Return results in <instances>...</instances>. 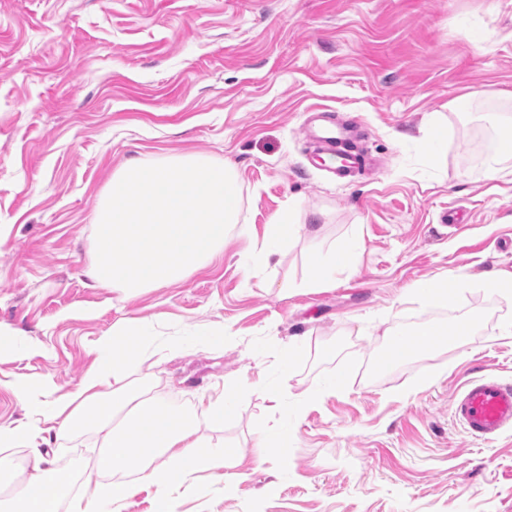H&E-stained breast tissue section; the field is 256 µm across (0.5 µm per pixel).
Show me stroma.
Returning <instances> with one entry per match:
<instances>
[{
  "mask_svg": "<svg viewBox=\"0 0 512 512\" xmlns=\"http://www.w3.org/2000/svg\"><path fill=\"white\" fill-rule=\"evenodd\" d=\"M323 110L360 124L376 167L326 170L302 136ZM486 133L512 134V0H0V426L29 418L14 381L68 395L123 329L116 387L186 411L244 387L197 433L223 467L174 489L172 512H512V427L481 441L454 416L467 381L512 383V292L486 286L512 273V153L486 177ZM179 157L235 176L222 252L165 288L96 286L113 173ZM451 209L464 223H444ZM279 215L301 233L247 275ZM352 239L350 266L308 287L309 255ZM451 272L447 304L419 297ZM469 322L461 341L380 359L400 332ZM142 325L152 344L197 342L154 356ZM333 374L344 386L324 391ZM282 424L287 443L259 448ZM11 454L0 512L39 456L68 481L60 512L112 486L89 424Z\"/></svg>",
  "mask_w": 512,
  "mask_h": 512,
  "instance_id": "1",
  "label": "stroma"
}]
</instances>
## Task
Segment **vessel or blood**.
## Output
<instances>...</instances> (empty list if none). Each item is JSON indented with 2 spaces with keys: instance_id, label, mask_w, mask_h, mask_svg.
I'll use <instances>...</instances> for the list:
<instances>
[{
  "instance_id": "1",
  "label": "vessel or blood",
  "mask_w": 512,
  "mask_h": 512,
  "mask_svg": "<svg viewBox=\"0 0 512 512\" xmlns=\"http://www.w3.org/2000/svg\"><path fill=\"white\" fill-rule=\"evenodd\" d=\"M304 133L318 144L322 153L335 156L338 177H349L368 163L356 145L358 124L355 121L326 120L314 126L308 124ZM455 416L471 437L498 436L505 428L512 427V383L492 375L471 381L456 401Z\"/></svg>"
}]
</instances>
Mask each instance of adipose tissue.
Segmentation results:
<instances>
[{
	"instance_id": "adipose-tissue-1",
	"label": "adipose tissue",
	"mask_w": 512,
	"mask_h": 512,
	"mask_svg": "<svg viewBox=\"0 0 512 512\" xmlns=\"http://www.w3.org/2000/svg\"><path fill=\"white\" fill-rule=\"evenodd\" d=\"M120 337L116 331L98 341L97 367L87 372L68 396L57 398L45 389L18 386L21 400L30 410V419L22 430L0 427V446L6 450L18 437L33 439L43 434L45 427L65 430L83 418H90L107 447L105 465L136 469L139 483L155 487L157 498L162 500L197 470L223 464V452L205 457L196 453L195 434L202 421L218 420L229 414L243 387L237 383L225 385L222 400H200L190 414L147 405L139 391L117 390L112 385L113 378L127 364L126 358L116 352ZM117 411L130 419V428L113 424L112 415ZM160 452L168 454L175 463L174 468L164 472L153 468L152 460ZM66 492V477H48L41 464H34L18 495L19 512H59Z\"/></svg>"
}]
</instances>
